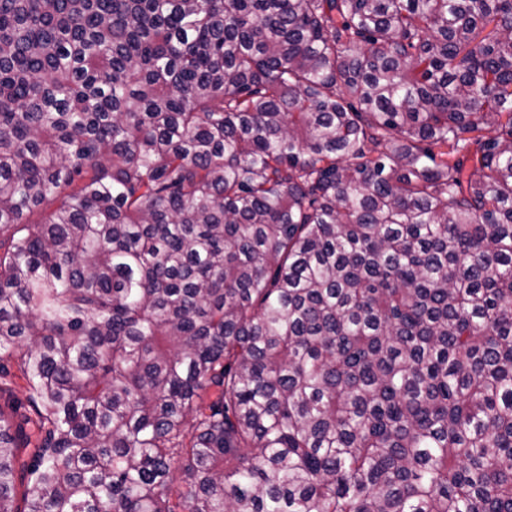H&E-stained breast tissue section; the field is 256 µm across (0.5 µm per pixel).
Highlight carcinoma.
Wrapping results in <instances>:
<instances>
[{
  "label": "carcinoma",
  "mask_w": 512,
  "mask_h": 512,
  "mask_svg": "<svg viewBox=\"0 0 512 512\" xmlns=\"http://www.w3.org/2000/svg\"><path fill=\"white\" fill-rule=\"evenodd\" d=\"M17 378L0 512H512V0H0Z\"/></svg>",
  "instance_id": "1"
}]
</instances>
